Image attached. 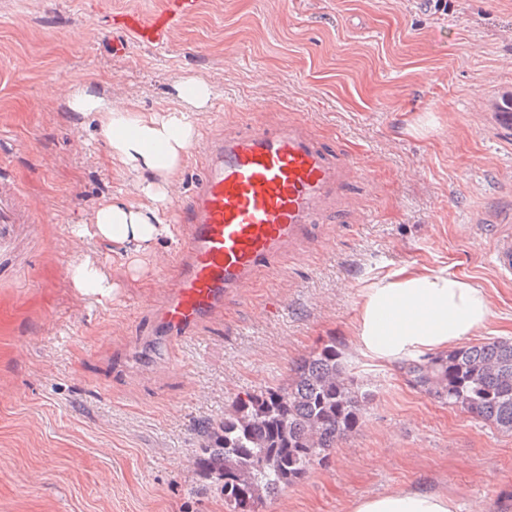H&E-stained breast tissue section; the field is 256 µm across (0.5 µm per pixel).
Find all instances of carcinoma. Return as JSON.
<instances>
[{
    "label": "carcinoma",
    "mask_w": 512,
    "mask_h": 512,
    "mask_svg": "<svg viewBox=\"0 0 512 512\" xmlns=\"http://www.w3.org/2000/svg\"><path fill=\"white\" fill-rule=\"evenodd\" d=\"M400 370L429 396L512 434V340L409 359ZM365 399L333 341L297 363L287 385L246 392L221 424L202 425L196 471L223 479L229 512H258L329 458L361 422Z\"/></svg>",
    "instance_id": "obj_1"
}]
</instances>
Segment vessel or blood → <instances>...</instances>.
Instances as JSON below:
<instances>
[{"label":"vessel or blood","mask_w":512,"mask_h":512,"mask_svg":"<svg viewBox=\"0 0 512 512\" xmlns=\"http://www.w3.org/2000/svg\"><path fill=\"white\" fill-rule=\"evenodd\" d=\"M195 0H167L150 18L122 14L119 27L141 42H170L176 21ZM201 177L173 220L185 225V245L175 263L172 288L160 309L165 330L181 336L215 319L227 294L305 238L328 211L353 213L344 187L353 167L337 159L306 125L267 126L212 137L201 157ZM20 188L0 179V225L22 224ZM498 270L512 275V233L493 244Z\"/></svg>","instance_id":"b4317fda"}]
</instances>
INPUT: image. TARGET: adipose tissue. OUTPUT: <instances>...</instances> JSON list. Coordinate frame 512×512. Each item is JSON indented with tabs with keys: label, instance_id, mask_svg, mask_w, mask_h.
Here are the masks:
<instances>
[{
	"label": "adipose tissue",
	"instance_id": "obj_1",
	"mask_svg": "<svg viewBox=\"0 0 512 512\" xmlns=\"http://www.w3.org/2000/svg\"><path fill=\"white\" fill-rule=\"evenodd\" d=\"M177 89L183 108L159 116L99 95L91 80L70 87V110L95 117L110 161L137 175L143 198L139 204L118 195L100 202L90 223L74 226V237L139 252L171 234L169 184L197 135V114L212 95L207 84L193 78L180 81ZM492 306L479 284L452 274L402 269L366 293L354 345L389 363L413 352H442L484 329ZM353 512H456V505L446 494L409 485L362 498Z\"/></svg>",
	"mask_w": 512,
	"mask_h": 512
}]
</instances>
